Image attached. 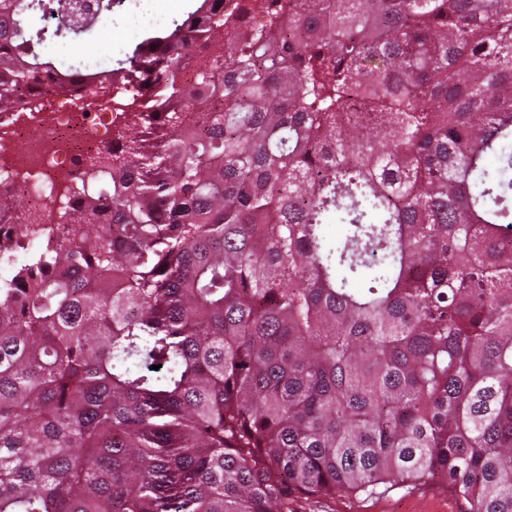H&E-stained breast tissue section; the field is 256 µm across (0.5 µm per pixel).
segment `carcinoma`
I'll list each match as a JSON object with an SVG mask.
<instances>
[{
    "label": "carcinoma",
    "mask_w": 512,
    "mask_h": 512,
    "mask_svg": "<svg viewBox=\"0 0 512 512\" xmlns=\"http://www.w3.org/2000/svg\"><path fill=\"white\" fill-rule=\"evenodd\" d=\"M37 2L0 112L108 84L115 135L0 279V512H512V0H198L103 73L39 58ZM292 512H465L467 505L442 480L416 486L396 485L384 495L340 493L331 497H302L288 504Z\"/></svg>",
    "instance_id": "cac0c4a2"
}]
</instances>
